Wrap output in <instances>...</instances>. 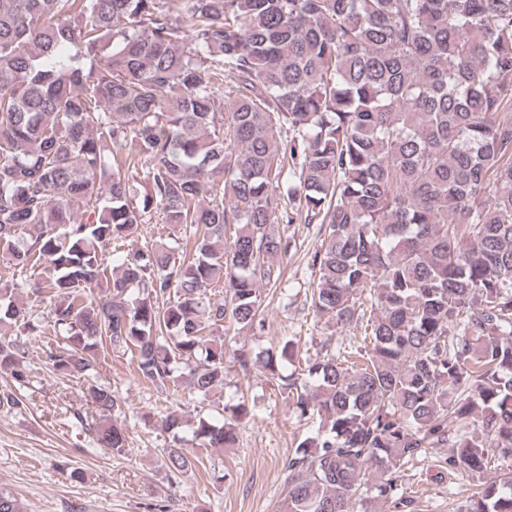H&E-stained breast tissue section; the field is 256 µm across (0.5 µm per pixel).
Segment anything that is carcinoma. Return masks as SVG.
<instances>
[{
    "instance_id": "1",
    "label": "carcinoma",
    "mask_w": 512,
    "mask_h": 512,
    "mask_svg": "<svg viewBox=\"0 0 512 512\" xmlns=\"http://www.w3.org/2000/svg\"><path fill=\"white\" fill-rule=\"evenodd\" d=\"M298 221L320 225L311 306L364 338L298 377L292 339L262 361L315 420L281 512L371 488L407 512L398 474L430 449L471 478L512 457V0H0V259L49 304L33 320L0 288V329L60 338L46 359L89 384L102 447L126 448L92 384L103 348L161 390L181 364L190 392L224 388L250 361L213 332L262 326L291 247L275 225ZM153 222L191 252L133 246ZM21 348L0 343L19 382ZM193 434L235 441L205 417ZM456 512H512V476Z\"/></svg>"
}]
</instances>
